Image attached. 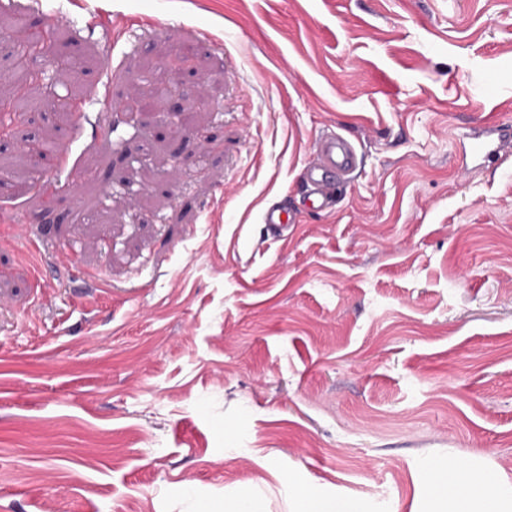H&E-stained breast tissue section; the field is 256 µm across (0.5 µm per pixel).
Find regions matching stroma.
Returning <instances> with one entry per match:
<instances>
[{"mask_svg": "<svg viewBox=\"0 0 512 512\" xmlns=\"http://www.w3.org/2000/svg\"><path fill=\"white\" fill-rule=\"evenodd\" d=\"M0 15L56 32L26 61L42 106L0 112V512H291L300 483L424 512L451 461L512 487V159L460 168L512 119V0ZM187 44L182 112L123 111ZM327 132L359 162L320 213L297 176ZM33 136L58 148L15 178ZM468 139V150L473 159L484 162L492 161L499 158L500 153L505 149L510 148L512 126L503 120L489 117L475 123Z\"/></svg>", "mask_w": 512, "mask_h": 512, "instance_id": "obj_1", "label": "stroma"}]
</instances>
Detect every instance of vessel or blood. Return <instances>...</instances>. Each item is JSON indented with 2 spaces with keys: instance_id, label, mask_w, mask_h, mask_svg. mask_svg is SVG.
Instances as JSON below:
<instances>
[{
  "instance_id": "obj_1",
  "label": "vessel or blood",
  "mask_w": 512,
  "mask_h": 512,
  "mask_svg": "<svg viewBox=\"0 0 512 512\" xmlns=\"http://www.w3.org/2000/svg\"><path fill=\"white\" fill-rule=\"evenodd\" d=\"M468 139L473 159L487 162L499 158L501 152L512 147V124L494 117L486 118L475 123ZM312 153L313 158L300 178L310 190L313 205L321 208L329 204L326 187L355 169L357 154L354 146L339 136L316 140Z\"/></svg>"
}]
</instances>
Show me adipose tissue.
I'll list each match as a JSON object with an SVG mask.
<instances>
[{
    "instance_id": "1",
    "label": "adipose tissue",
    "mask_w": 512,
    "mask_h": 512,
    "mask_svg": "<svg viewBox=\"0 0 512 512\" xmlns=\"http://www.w3.org/2000/svg\"><path fill=\"white\" fill-rule=\"evenodd\" d=\"M462 468L451 465L430 473L426 485L430 503L438 512H502L501 505L512 498V489L492 480H462ZM293 512H365L359 500L327 496L309 487H299Z\"/></svg>"
}]
</instances>
